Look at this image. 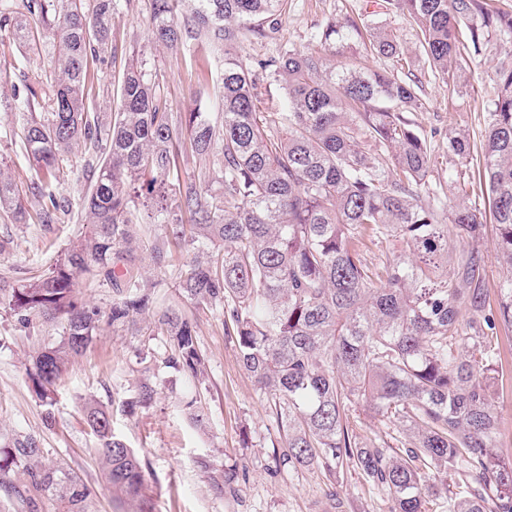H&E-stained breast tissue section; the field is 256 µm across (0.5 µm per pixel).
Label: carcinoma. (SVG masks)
Returning a JSON list of instances; mask_svg holds the SVG:
<instances>
[{"mask_svg":"<svg viewBox=\"0 0 512 512\" xmlns=\"http://www.w3.org/2000/svg\"><path fill=\"white\" fill-rule=\"evenodd\" d=\"M181 0H154L149 26L169 47L191 33L175 15ZM193 27L224 48L222 122L188 112L180 126L163 111L159 84L132 62L118 75L114 111L85 109L88 60L110 52L118 0H23L26 12L0 0V29L36 48L52 39L50 69L0 97V109L23 114L20 140L44 175L28 190L38 221L53 224L64 199L49 189L59 161L84 145L94 184L83 209L91 234L74 243L35 281H0V304L18 322L34 315L60 320L65 338L33 358L36 396L55 416L54 387L70 357L82 353L102 322L133 323L150 312L149 287L135 268L132 224H161V261L173 248L206 250L180 272L179 286L199 304L224 308V333L235 337L239 361L268 400L280 441L277 467L348 461L380 487L392 512H429L447 495L448 512H512V453L496 446L497 420L488 371L498 356L497 328H512V13L485 0H387L415 30L418 55L450 91L468 62L501 58L498 92L484 115L480 155L470 134L448 130V163L459 179L478 175L488 208L459 204L445 214L443 188L433 185L434 159L413 113L424 106L420 80L361 65L364 55L408 56L397 33L380 20L330 19L307 47L291 46L266 63L284 90L283 112L263 101L236 50L239 35L259 33L283 0H194ZM347 53L348 63L329 58ZM201 164L221 151L224 198L181 182L175 144ZM26 223V197L0 176V210ZM496 225V255L510 273L500 302L486 311L484 258L473 247L448 259V237L471 242L483 224ZM399 248L367 262L362 231ZM90 276L121 281L124 295L108 314L75 296ZM154 319L175 347L169 366L199 377L205 367L192 321L168 307ZM366 406L409 438L401 454L353 436L349 407ZM87 426L98 439L118 512H155L140 459L115 433L107 412L88 403ZM37 438L0 448V484L32 512L50 495L60 512H92L91 492L75 474L40 462ZM23 479L15 484L11 475ZM462 472L470 489L448 494L440 475Z\"/></svg>","mask_w":512,"mask_h":512,"instance_id":"carcinoma-1","label":"carcinoma"}]
</instances>
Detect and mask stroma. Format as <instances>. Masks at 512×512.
<instances>
[{
    "instance_id": "35a3bbf8",
    "label": "stroma",
    "mask_w": 512,
    "mask_h": 512,
    "mask_svg": "<svg viewBox=\"0 0 512 512\" xmlns=\"http://www.w3.org/2000/svg\"><path fill=\"white\" fill-rule=\"evenodd\" d=\"M384 6V0H284L281 15L265 24L261 34H243L239 53L266 110L279 111L284 100L283 90L264 68L266 61L289 46L307 45L328 18L382 13L405 47L414 49L412 27L399 15L385 12ZM150 12L151 0H122L112 18L113 41L159 80L173 120L204 112L211 121H219L223 50L202 38L193 40L187 50L155 43L146 25ZM203 58L208 73L201 79L196 71ZM50 60L45 51L21 52L12 43L0 44V92L10 93L23 77L48 69ZM498 63L491 54L478 57L470 65L465 85L451 94L422 62H412L410 70L425 90V106L413 119L432 145L434 182L448 180L449 127L466 128L473 142L481 141L483 114L496 94ZM88 74V109L112 112L117 68L92 61ZM21 123V113L0 111V172L23 189L34 181L35 172L18 137ZM87 158L79 148L60 163L56 189L68 213L57 223L31 219L18 224L10 213H0V279L29 283L63 257L72 242L89 235L91 227L82 211L93 183ZM135 232L137 266L153 287L156 307L178 308L196 327L205 357L203 378L196 381L168 367L170 342L151 322H139L132 329L106 324L57 382L52 408L56 423L45 427L46 410L31 389L28 367L36 352L60 344L64 328L61 322L38 316L30 327H21L0 305V446L15 434L36 435L44 450L43 464L75 472L93 491L97 512H115L112 490L97 458V441L82 416L84 403L93 400L111 414L115 432L144 463L145 488L156 512H391L386 493L367 482L353 465L333 472L317 465L277 469L272 448L279 438L277 425L241 367L234 343L224 334L223 309L197 304L179 291V272L195 259L196 250L175 249L160 262L153 248L163 236L162 226L139 224ZM495 241L494 225H486L479 249L484 256L486 305L491 309L496 308L500 285L508 275L496 259ZM497 336L500 358L491 385L496 441L512 452V329L498 330ZM144 383L155 387L154 401L136 414H127L123 401L136 397ZM352 419L359 443L401 450L405 437L397 426L361 406Z\"/></svg>"
}]
</instances>
